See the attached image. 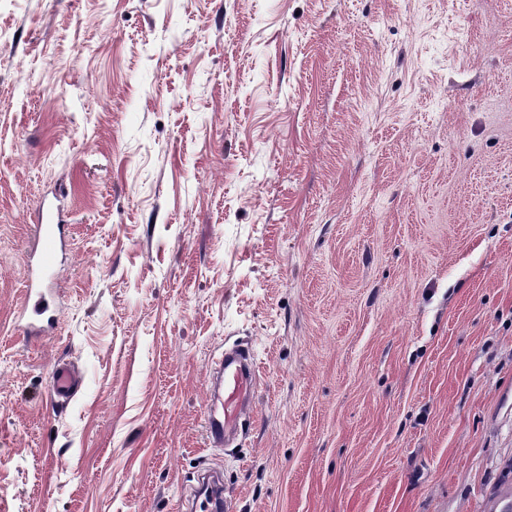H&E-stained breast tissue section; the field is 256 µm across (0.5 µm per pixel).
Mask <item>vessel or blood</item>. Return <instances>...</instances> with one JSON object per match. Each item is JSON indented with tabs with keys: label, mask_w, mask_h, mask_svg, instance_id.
Returning a JSON list of instances; mask_svg holds the SVG:
<instances>
[{
	"label": "vessel or blood",
	"mask_w": 512,
	"mask_h": 512,
	"mask_svg": "<svg viewBox=\"0 0 512 512\" xmlns=\"http://www.w3.org/2000/svg\"><path fill=\"white\" fill-rule=\"evenodd\" d=\"M62 211L50 204L42 209V222L35 228L41 243L39 262L30 270L25 283L27 303L18 318L27 336L46 335L56 321L53 287L56 277L57 248L62 243ZM256 385L254 356L250 351L225 352L214 363L211 379V410L206 417L207 439L219 447L229 432L237 430L253 408ZM81 386V379L67 363H57L52 371L51 396L54 402L70 400Z\"/></svg>",
	"instance_id": "1"
}]
</instances>
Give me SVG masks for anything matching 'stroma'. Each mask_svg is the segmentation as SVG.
I'll use <instances>...</instances> for the list:
<instances>
[{"mask_svg": "<svg viewBox=\"0 0 512 512\" xmlns=\"http://www.w3.org/2000/svg\"><path fill=\"white\" fill-rule=\"evenodd\" d=\"M46 195L68 233L32 338ZM234 344L257 391L220 449ZM206 470L235 512H489L512 0H0V512H179ZM212 373L211 411L206 417V432L209 444L221 447L224 436L237 430L253 409L254 356L248 350H226L214 362ZM81 387L80 376L65 362H58L52 371L51 396L54 402L70 400Z\"/></svg>", "mask_w": 512, "mask_h": 512, "instance_id": "35a3bbf8", "label": "stroma"}]
</instances>
